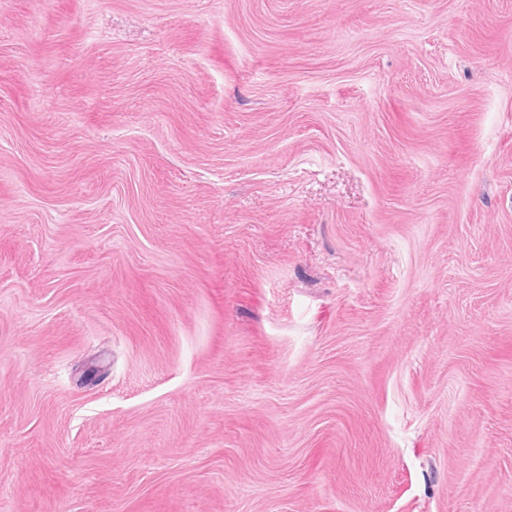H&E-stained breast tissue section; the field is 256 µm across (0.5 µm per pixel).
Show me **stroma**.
Wrapping results in <instances>:
<instances>
[{
  "instance_id": "35a3bbf8",
  "label": "stroma",
  "mask_w": 512,
  "mask_h": 512,
  "mask_svg": "<svg viewBox=\"0 0 512 512\" xmlns=\"http://www.w3.org/2000/svg\"><path fill=\"white\" fill-rule=\"evenodd\" d=\"M0 512H512V0H0Z\"/></svg>"
}]
</instances>
